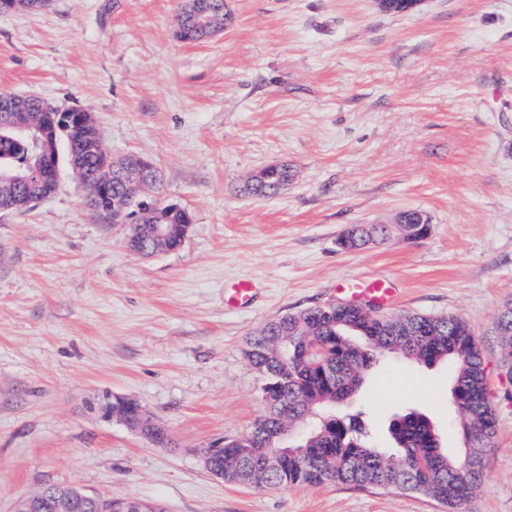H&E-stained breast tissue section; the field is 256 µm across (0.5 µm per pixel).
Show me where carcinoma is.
Masks as SVG:
<instances>
[{
    "instance_id": "carcinoma-1",
    "label": "carcinoma",
    "mask_w": 512,
    "mask_h": 512,
    "mask_svg": "<svg viewBox=\"0 0 512 512\" xmlns=\"http://www.w3.org/2000/svg\"><path fill=\"white\" fill-rule=\"evenodd\" d=\"M205 13L207 30L196 25L195 14L180 8L177 37L195 44L210 40L232 23L225 0H197ZM40 98L0 94V171H18L24 179H0V211H16L25 202L56 190L53 176L43 168L41 155L24 142L13 141L4 125L26 115L41 125L51 140L54 116L41 113ZM104 159L86 154L80 184L88 201L106 206L100 178ZM291 167L281 164L247 181L244 191L272 197L279 186L293 179ZM144 224L189 223L186 210L160 205L140 215ZM403 224H356L340 246L358 250L387 240L400 228L415 229L427 220L421 211L400 213ZM496 336L512 367V307L499 317ZM247 357L264 376L265 411L250 431L224 441L214 467L224 480L266 488L340 483L394 488L426 494L453 512L476 495L484 478V460L494 446L496 410L487 390L482 347L469 327L452 317L400 314L374 317L346 311L326 317L306 309L267 323L247 343ZM387 353L426 366L446 361L454 368L449 404L455 410L463 437V451L450 457L439 434L423 413L409 409L392 418L389 431L400 455H387L371 444L363 412L338 417L331 410L355 395L371 370Z\"/></svg>"
}]
</instances>
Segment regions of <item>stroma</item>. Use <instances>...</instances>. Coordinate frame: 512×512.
Here are the masks:
<instances>
[{"mask_svg":"<svg viewBox=\"0 0 512 512\" xmlns=\"http://www.w3.org/2000/svg\"><path fill=\"white\" fill-rule=\"evenodd\" d=\"M181 0H53L0 12V92L93 117L106 151L152 158L163 195L193 216L180 250L143 257L90 209L72 171L25 210L0 211V512L53 484L134 497L165 512H448L434 498L328 484L218 480L203 448L263 414L247 339L283 315L388 283L384 314L452 315L484 349L495 449L463 512H512V376L495 325L512 304V0H227L233 23L177 38ZM276 162L271 198L243 181ZM419 210V239L341 250L351 224ZM249 300L232 302L239 281ZM452 370L388 356L353 400L373 444L413 408L443 448ZM130 399L170 441L90 411ZM294 173L288 164L269 168L262 173L261 177L247 180L243 188L250 195L257 197H272L279 190V186L293 179Z\"/></svg>","mask_w":512,"mask_h":512,"instance_id":"1","label":"stroma"}]
</instances>
